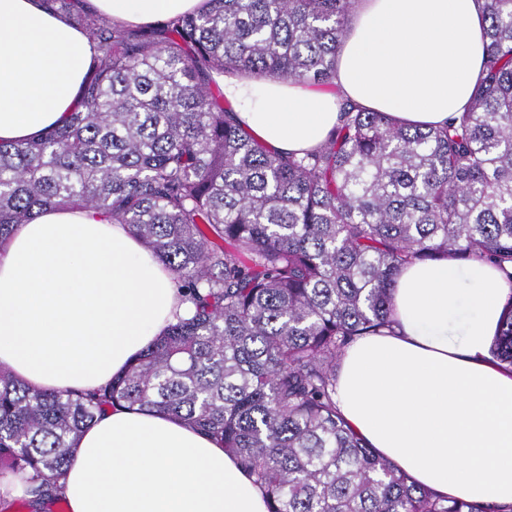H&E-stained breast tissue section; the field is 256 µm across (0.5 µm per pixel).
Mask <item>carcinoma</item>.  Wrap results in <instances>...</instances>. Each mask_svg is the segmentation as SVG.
I'll list each match as a JSON object with an SVG mask.
<instances>
[{"instance_id":"obj_1","label":"carcinoma","mask_w":512,"mask_h":512,"mask_svg":"<svg viewBox=\"0 0 512 512\" xmlns=\"http://www.w3.org/2000/svg\"><path fill=\"white\" fill-rule=\"evenodd\" d=\"M47 2L98 56L65 125L0 143V241L46 209L102 211L165 264L189 311L94 391L34 390L0 369L10 506L61 501L75 441L125 403L214 437L268 512H489L367 447L334 394L345 349L391 328L406 265L479 257L512 279V0H483L485 76L448 125L346 102L300 157L244 129L215 75L331 82L357 0H207L135 28ZM491 354L512 370V302Z\"/></svg>"}]
</instances>
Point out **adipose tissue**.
I'll use <instances>...</instances> for the list:
<instances>
[{"label": "adipose tissue", "instance_id": "adipose-tissue-1", "mask_svg": "<svg viewBox=\"0 0 512 512\" xmlns=\"http://www.w3.org/2000/svg\"><path fill=\"white\" fill-rule=\"evenodd\" d=\"M206 0H84L154 25ZM482 0H361L331 89L221 76L240 125L279 152L321 147L338 103L407 127L459 115L484 75ZM97 54L44 0H0V141L69 119ZM512 283L483 260L404 268L392 332L357 339L337 373L353 432L418 483L489 508L512 505V373L490 347ZM186 305L170 272L127 225L50 209L0 243V367L35 390H95ZM70 512H267L262 490L219 443L172 416L112 407L75 443L59 481Z\"/></svg>", "mask_w": 512, "mask_h": 512}]
</instances>
